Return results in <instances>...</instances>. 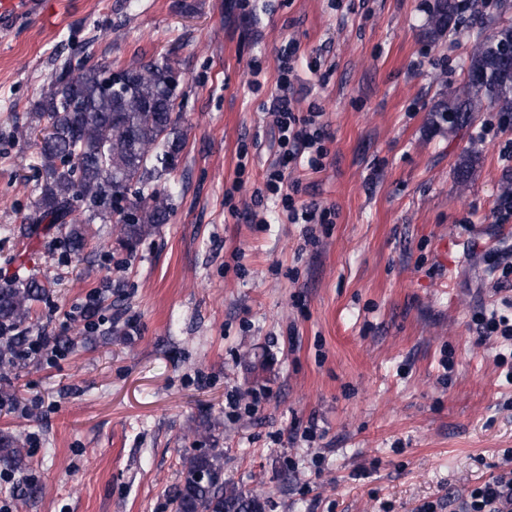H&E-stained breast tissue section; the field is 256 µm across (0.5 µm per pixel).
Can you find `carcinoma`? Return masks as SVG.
Masks as SVG:
<instances>
[{
  "label": "carcinoma",
  "mask_w": 512,
  "mask_h": 512,
  "mask_svg": "<svg viewBox=\"0 0 512 512\" xmlns=\"http://www.w3.org/2000/svg\"><path fill=\"white\" fill-rule=\"evenodd\" d=\"M459 0H433L426 19L436 41L457 31ZM174 64L133 61L116 70L67 55L43 87L19 135L41 134L38 195L29 218L30 236L67 229L76 254L88 242L86 225L119 226V242L132 246L167 221L175 168L184 142L173 137L185 90L173 79ZM493 108L512 115V23L493 33H472L462 86L432 108V121L453 131L473 114ZM51 292V282L20 278L0 288V369L13 364L26 341L24 325ZM22 439L0 434V467L20 471ZM177 512H265L266 501L224 482V453L213 448L182 459L181 479L171 494Z\"/></svg>",
  "instance_id": "cac0c4a2"
}]
</instances>
